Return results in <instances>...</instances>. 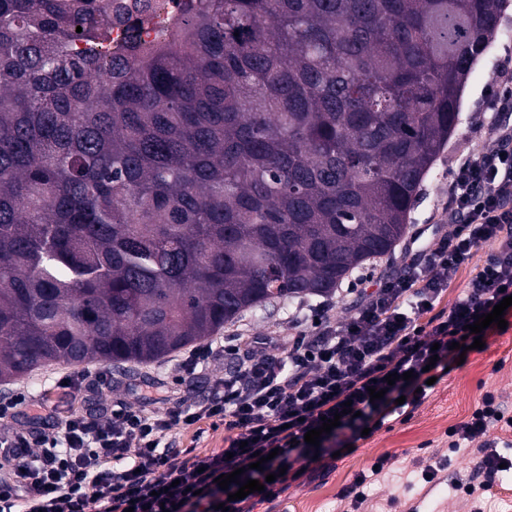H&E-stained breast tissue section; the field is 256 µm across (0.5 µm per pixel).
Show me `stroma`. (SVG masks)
Instances as JSON below:
<instances>
[{"mask_svg": "<svg viewBox=\"0 0 512 512\" xmlns=\"http://www.w3.org/2000/svg\"><path fill=\"white\" fill-rule=\"evenodd\" d=\"M510 41L512 7L501 15L499 44L492 56L481 60L468 77L460 109L461 125L421 185L419 199L408 221L410 229L436 225L441 232L451 231L445 208L451 180L448 162L472 139H480L485 147H492L491 135L478 132L476 125L485 119L488 107L485 91L496 81L493 59L502 54L504 43ZM289 310V305L278 304L246 312L238 322L226 324L217 338L225 340L241 323L246 324L252 336H288L286 317ZM482 340L483 349L466 351L464 363H450L447 375L408 422L394 423L392 429L380 430L370 438L358 441L356 450L338 456L335 467L324 471L318 480L292 484L278 501L259 505L255 512H346L348 504L341 501L340 489L381 455L388 458V477L371 491L362 507L363 512H388L387 499L393 494L400 500L401 512H409L414 506L420 512H470L471 497L444 484L428 493L418 485L410 488L406 485V477L414 470V462L422 453L439 457L449 454L448 427L463 421L478 404L483 392H495L507 411L512 413V326L503 332L488 331ZM225 367V362L216 361L189 379L184 378L168 357L149 365H133L128 372L116 367L112 370L116 388L111 399L133 407L146 404L159 412L168 408V394L172 391L203 401L212 396L215 382L223 377Z\"/></svg>", "mask_w": 512, "mask_h": 512, "instance_id": "stroma-1", "label": "stroma"}]
</instances>
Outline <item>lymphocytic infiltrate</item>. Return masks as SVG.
<instances>
[{
    "mask_svg": "<svg viewBox=\"0 0 512 512\" xmlns=\"http://www.w3.org/2000/svg\"><path fill=\"white\" fill-rule=\"evenodd\" d=\"M490 109L495 149L474 141L450 163L453 231H415L396 275L372 269L356 276L366 293L349 318H338L328 299L294 314L288 339L237 334L228 345L193 348L179 359L180 372L195 374L217 359L230 367L210 400H179L162 413L103 403L112 391V374L103 370L74 372L39 397L18 391L0 399V512H215L220 503L228 512H254L291 483L316 480L363 429L406 422L428 397L429 361L446 368L465 326L512 295V47L499 59ZM481 248L488 251L482 265L448 310H436L449 273ZM407 371L414 374L408 381ZM395 372L399 380L387 384ZM372 386L383 398L371 399ZM56 395L95 410L72 415L48 434L19 424L22 407L47 408ZM333 417L340 424L322 434L319 446L305 442L308 430ZM201 425L223 430V447L174 446L178 430ZM504 428H512V415L485 392L468 419L449 427L447 456L420 466L421 481L441 484L452 455L472 446L479 461L453 485L471 497L490 491L501 469H512V455L499 453L490 437ZM259 454L265 462L257 470ZM238 468L264 482V491L231 500L237 484L224 490L216 479Z\"/></svg>",
    "mask_w": 512,
    "mask_h": 512,
    "instance_id": "lymphocytic-infiltrate-1",
    "label": "lymphocytic infiltrate"
}]
</instances>
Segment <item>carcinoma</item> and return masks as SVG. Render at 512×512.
Here are the masks:
<instances>
[{"instance_id":"obj_1","label":"carcinoma","mask_w":512,"mask_h":512,"mask_svg":"<svg viewBox=\"0 0 512 512\" xmlns=\"http://www.w3.org/2000/svg\"><path fill=\"white\" fill-rule=\"evenodd\" d=\"M504 0H0V382L150 364L405 234ZM82 32H76V28ZM151 3L145 7L143 0H122L123 4L129 6L130 23L137 26V36L140 42L146 45L162 43L167 37L168 29L171 28L176 17L180 15L181 4L185 0H146ZM162 18H168L167 24L159 22Z\"/></svg>"}]
</instances>
